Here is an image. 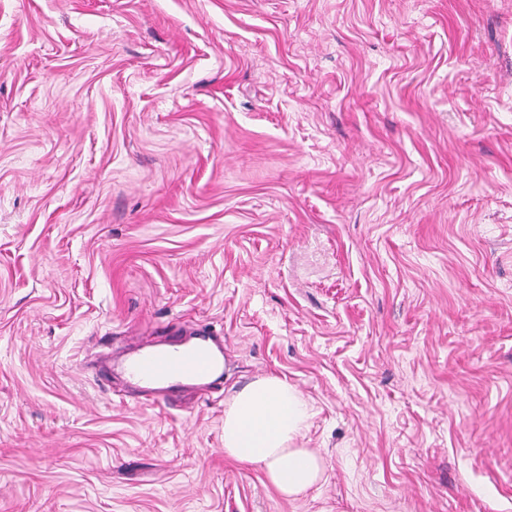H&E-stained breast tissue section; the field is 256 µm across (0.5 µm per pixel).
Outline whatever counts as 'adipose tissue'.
Returning a JSON list of instances; mask_svg holds the SVG:
<instances>
[{"mask_svg": "<svg viewBox=\"0 0 512 512\" xmlns=\"http://www.w3.org/2000/svg\"><path fill=\"white\" fill-rule=\"evenodd\" d=\"M311 408L296 387L276 375L247 383L224 403V452L261 467L282 494L296 497L314 487L323 463L302 439Z\"/></svg>", "mask_w": 512, "mask_h": 512, "instance_id": "adipose-tissue-1", "label": "adipose tissue"}]
</instances>
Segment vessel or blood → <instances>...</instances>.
<instances>
[{
    "instance_id": "vessel-or-blood-1",
    "label": "vessel or blood",
    "mask_w": 512,
    "mask_h": 512,
    "mask_svg": "<svg viewBox=\"0 0 512 512\" xmlns=\"http://www.w3.org/2000/svg\"><path fill=\"white\" fill-rule=\"evenodd\" d=\"M198 339L197 346L187 348L175 360L151 354L128 359L124 364L127 381L149 396L160 394L175 382L185 379L195 383L206 382L214 371L215 362L209 352L210 340L207 335L199 334Z\"/></svg>"
}]
</instances>
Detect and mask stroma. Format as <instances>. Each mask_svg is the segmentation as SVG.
Returning <instances> with one entry per match:
<instances>
[{"label":"stroma","mask_w":512,"mask_h":512,"mask_svg":"<svg viewBox=\"0 0 512 512\" xmlns=\"http://www.w3.org/2000/svg\"><path fill=\"white\" fill-rule=\"evenodd\" d=\"M268 374L296 498L224 453ZM0 512H512V0H0ZM196 336L200 343L196 347H187L185 353L176 360H168L162 356L151 354L138 355L128 359L123 367L127 381L139 387L152 399H155L152 395L166 394L173 384H205L204 382L213 373L217 362L213 360L215 354L213 348L214 354H209V343L211 342L207 335L204 332H199ZM185 379L192 381L183 382ZM310 418L294 385L276 375L258 377L224 402V453L261 467L280 493L302 495L323 474L320 457L301 444Z\"/></svg>","instance_id":"stroma-1"}]
</instances>
